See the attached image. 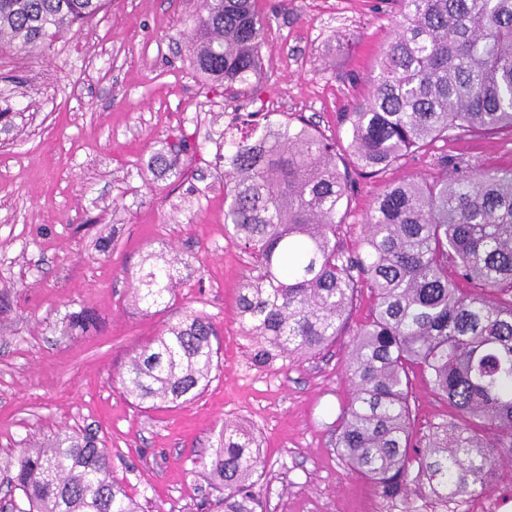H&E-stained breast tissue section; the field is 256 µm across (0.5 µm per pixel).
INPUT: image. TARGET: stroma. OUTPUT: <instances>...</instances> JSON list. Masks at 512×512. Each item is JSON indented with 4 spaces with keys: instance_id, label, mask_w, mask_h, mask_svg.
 <instances>
[{
    "instance_id": "1",
    "label": "stroma",
    "mask_w": 512,
    "mask_h": 512,
    "mask_svg": "<svg viewBox=\"0 0 512 512\" xmlns=\"http://www.w3.org/2000/svg\"><path fill=\"white\" fill-rule=\"evenodd\" d=\"M203 0H109L75 33L36 54H0V453L86 427L112 474L146 512H202L204 469L226 421L254 427L265 468L264 512H404L351 474L330 445L353 393L346 342L259 366L239 325L237 290L250 259L224 228V166L215 139L233 111L304 115L345 149L343 115L368 92L397 12L388 0H259L268 23L251 86L212 83L187 61L185 34ZM191 148L175 169L167 141ZM512 167V134L438 139L375 177H357L337 241L360 245L386 186L444 176L460 164ZM113 239L99 252L98 239ZM182 258L170 301L136 306L149 256ZM91 311L97 329L67 326ZM219 331L205 391L171 408L122 393L118 375L185 311ZM415 433L455 414L410 376Z\"/></svg>"
}]
</instances>
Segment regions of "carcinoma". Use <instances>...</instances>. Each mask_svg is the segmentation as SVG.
Segmentation results:
<instances>
[{
	"label": "carcinoma",
	"instance_id": "1",
	"mask_svg": "<svg viewBox=\"0 0 512 512\" xmlns=\"http://www.w3.org/2000/svg\"><path fill=\"white\" fill-rule=\"evenodd\" d=\"M108 0H0V53H33L105 9ZM398 31L370 93L345 115L352 164L303 116L247 121L216 140L224 160V223L252 268L237 298L251 358L270 365L336 343L357 289L375 297L371 321L349 343L351 400L334 422L347 469L390 501L462 500L495 489L512 463V168L462 165L453 177L389 185L360 247L336 243L353 175L376 176L412 151L456 132L512 131V0H398ZM258 0H204L188 36L190 63L228 85L261 64ZM186 137L157 159L173 167ZM178 261L155 263L134 298L151 308L173 295ZM473 285L470 290L459 287ZM71 327H96L70 314ZM209 317L189 311L142 346L119 384L141 402L179 405L208 386L218 350ZM419 369L456 418L412 444L409 372ZM259 440L224 423L207 464L224 512L261 507ZM21 512H143L111 476L108 449L84 429L46 448L34 440L0 457Z\"/></svg>",
	"mask_w": 512,
	"mask_h": 512
}]
</instances>
